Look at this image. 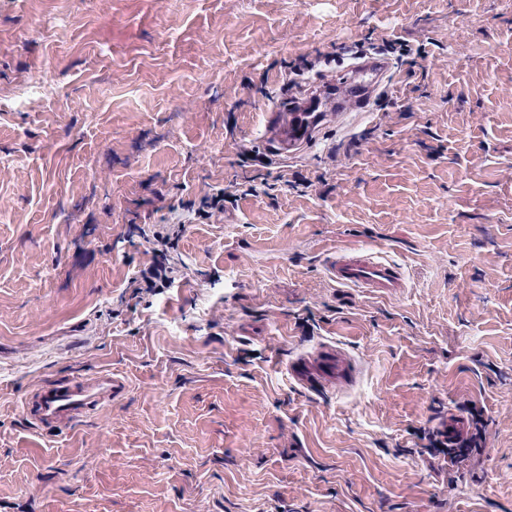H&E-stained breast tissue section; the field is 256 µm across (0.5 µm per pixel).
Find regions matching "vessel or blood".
Listing matches in <instances>:
<instances>
[{"label":"vessel or blood","instance_id":"b4317fda","mask_svg":"<svg viewBox=\"0 0 512 512\" xmlns=\"http://www.w3.org/2000/svg\"><path fill=\"white\" fill-rule=\"evenodd\" d=\"M363 78L351 81L347 90L334 95L320 93V112L308 116L309 102L299 101L290 107L265 115V130L281 152L294 151L307 141L318 122L334 119L341 112L363 111L366 97L374 88L375 77L388 69L385 60L373 58L358 64ZM330 276L341 286L362 288L380 296H394L405 287L400 270L360 247L337 251L329 264ZM291 377L303 388L318 393L340 392L352 387L360 374L359 358L343 348L323 346L290 358ZM126 389L125 382L109 372L89 378L65 379L46 385L24 401L22 413L34 428H70L90 418L112 403Z\"/></svg>","mask_w":512,"mask_h":512}]
</instances>
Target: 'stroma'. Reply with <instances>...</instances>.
I'll use <instances>...</instances> for the list:
<instances>
[{"mask_svg": "<svg viewBox=\"0 0 512 512\" xmlns=\"http://www.w3.org/2000/svg\"><path fill=\"white\" fill-rule=\"evenodd\" d=\"M394 35L428 57L367 111L262 141ZM158 224L182 276L137 294ZM346 246L407 287L337 285ZM325 343L364 363L324 398L287 361ZM100 371L127 389L93 418L24 419ZM469 408L492 456L421 453ZM0 512H512V0H0ZM257 186L253 184L243 185L235 183L227 188L220 189L216 193L204 196L197 209L198 216L207 219L210 218L215 211L223 212L226 203L233 204L239 196L257 195Z\"/></svg>", "mask_w": 512, "mask_h": 512, "instance_id": "1", "label": "stroma"}]
</instances>
